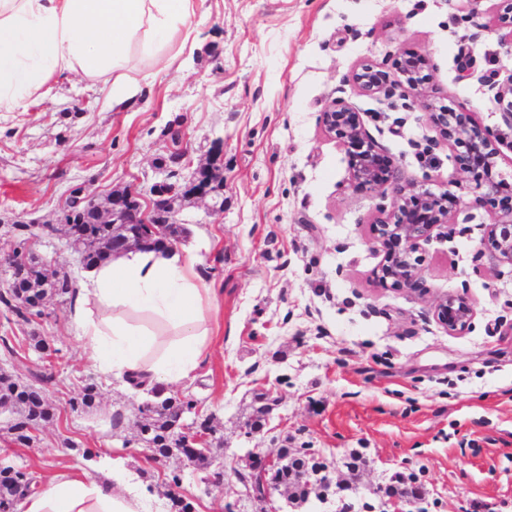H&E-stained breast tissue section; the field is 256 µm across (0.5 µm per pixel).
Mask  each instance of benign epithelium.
Returning <instances> with one entry per match:
<instances>
[{"mask_svg":"<svg viewBox=\"0 0 512 512\" xmlns=\"http://www.w3.org/2000/svg\"><path fill=\"white\" fill-rule=\"evenodd\" d=\"M471 19L489 15L493 26L500 32V45L512 56V0H466ZM430 59L425 54L402 58L395 83L407 89L412 108L421 102L437 130L438 140L455 149L456 170L470 174L478 169L484 178L475 182L471 204L481 206L493 202L500 192L505 178L493 174L500 157L499 146L512 145V73L503 81L497 74L480 76L478 80L503 103L502 119L506 130L493 131L475 122L466 107L436 109L431 102L434 91L429 87ZM351 82L359 93L376 95L390 92L389 77L370 63L359 65L351 74ZM325 131L344 145L355 148L351 164V181L381 197L391 195L390 205L375 206L370 221L375 241L388 246L379 267V280L396 290L419 291L423 272V245L433 238L435 230L447 227L448 193L437 195L416 182L403 180L399 167L384 162V155L376 140L365 128L361 112L346 98L331 100L320 115ZM205 164L197 165L177 182L170 176L154 182L149 193L152 196L149 209L142 210V193L136 188L114 192L105 198L100 207L102 221L114 224H177V213L170 210L168 201L181 196L188 201H204L214 193L213 182L208 178ZM486 247L490 259L512 265V207L504 208L493 222L485 226ZM146 245L168 247L172 242L164 237L152 239L139 229L127 231L113 247V252L141 249ZM476 315L471 300L463 294L450 293L434 301L433 318L450 336L467 330ZM181 449L196 450L200 443L191 424H178ZM287 463V458L270 457L255 453L249 467L251 475L276 472Z\"/></svg>","mask_w":512,"mask_h":512,"instance_id":"obj_1","label":"benign epithelium"}]
</instances>
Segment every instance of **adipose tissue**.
<instances>
[{
	"instance_id": "ef3b65f1",
	"label": "adipose tissue",
	"mask_w": 512,
	"mask_h": 512,
	"mask_svg": "<svg viewBox=\"0 0 512 512\" xmlns=\"http://www.w3.org/2000/svg\"><path fill=\"white\" fill-rule=\"evenodd\" d=\"M193 0H0V112L23 108L59 74L117 70L138 43L160 51L189 26ZM197 257L175 248L133 250L92 268L72 306L77 336L105 379L147 386L190 380L214 305ZM134 473L60 475L24 496L17 512H160Z\"/></svg>"
}]
</instances>
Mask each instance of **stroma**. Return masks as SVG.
<instances>
[{"label":"stroma","instance_id":"stroma-1","mask_svg":"<svg viewBox=\"0 0 512 512\" xmlns=\"http://www.w3.org/2000/svg\"><path fill=\"white\" fill-rule=\"evenodd\" d=\"M191 34L174 33L162 49L172 67L133 47L121 70L143 92L129 107L102 110L113 74L71 73L25 108L0 112V255L12 252L15 224L57 223L71 186L103 199L129 185L149 189L161 158L174 149L193 160L224 140V205L201 202L180 215L182 246L216 306L206 357L178 390L213 418L222 445L212 452L223 481L172 457L155 461L135 430L142 393L106 384L76 338L70 307L47 299L40 315L9 317L0 336L36 335L51 345L8 355L0 369L30 379L42 370L55 421L33 445L12 442L0 413V465L47 482L103 463L137 472L159 500L180 471L179 491L197 512H261L237 477L250 452L309 448L328 464L334 489L302 505L273 494L276 512H382L384 491L415 478L426 512H512V265L483 255V227L512 204L503 187L494 203L471 210V175H458L452 149L436 140L424 109H405V88L363 96L348 79L370 61L393 72L404 54L431 61L437 101L469 107L481 126L502 127L498 101L478 81L512 73L495 27L467 19L465 0H195ZM471 77H463V69ZM345 96L404 177L430 176L450 191L451 236L425 244L422 289L382 286L370 243L376 201L349 180L350 155L318 122ZM180 131L179 142L166 134ZM49 269L80 277L64 233L31 249ZM466 293L473 326L448 335L433 300ZM90 383L100 398L88 412L69 406ZM270 414L263 432L246 422L259 401ZM97 452L95 460L83 457Z\"/></svg>","mask_w":512,"mask_h":512}]
</instances>
